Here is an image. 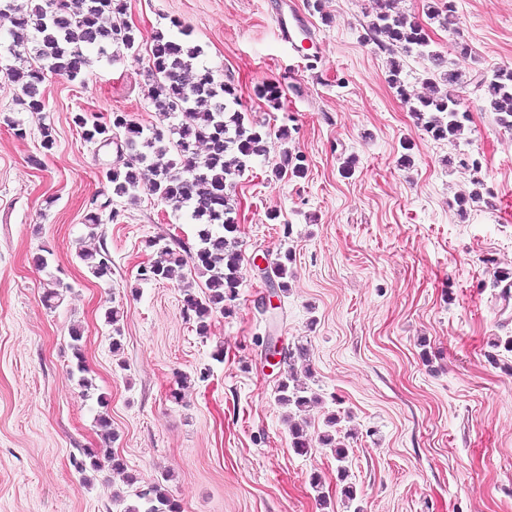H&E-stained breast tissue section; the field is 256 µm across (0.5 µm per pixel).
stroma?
I'll list each match as a JSON object with an SVG mask.
<instances>
[{"instance_id":"35a3bbf8","label":"stroma","mask_w":512,"mask_h":512,"mask_svg":"<svg viewBox=\"0 0 512 512\" xmlns=\"http://www.w3.org/2000/svg\"><path fill=\"white\" fill-rule=\"evenodd\" d=\"M280 0H127L143 39L181 21L198 64L232 81L239 109L271 128L288 125L286 147L307 158L305 177L272 174L284 145L237 179L233 202L242 255L232 315H211L208 335L183 314V283L203 294L187 265L173 280L137 282L153 258L148 242L193 245L197 227L149 195L113 197L103 167L115 147L84 142L73 113H127L167 127L148 99L147 55L93 57L84 82L47 75L43 112H27L0 73V512H113L121 475L103 466L84 479L80 449L102 447L98 394L109 399L113 449L141 481L163 480L182 512H348L345 483L364 512H512V352L488 345L512 336L497 270L512 268V133L480 111L472 86L467 138L480 153L491 204L454 206L472 173L442 164L452 147L430 138L388 82V55L364 40L368 0H325L323 14L294 0L324 43L306 68L281 42ZM459 32L432 24L434 46L472 75L512 68V0H456ZM468 46L459 52L458 43ZM273 82L278 104L255 89ZM21 121L26 138L8 119ZM54 127L52 150L38 126ZM414 164H399L403 152ZM116 209L96 244L112 277L93 278L77 258L93 205ZM291 253L289 291L265 309L257 268ZM44 257L37 266L35 257ZM62 282L61 300L44 292ZM121 313L120 354L104 322ZM83 330L95 395L70 376L69 329ZM304 343L327 415L349 431L347 481L329 449L296 454L274 386L288 366L270 364V337ZM223 349V361L213 357ZM183 389L182 401L170 393ZM319 475L325 501L310 485Z\"/></svg>"}]
</instances>
